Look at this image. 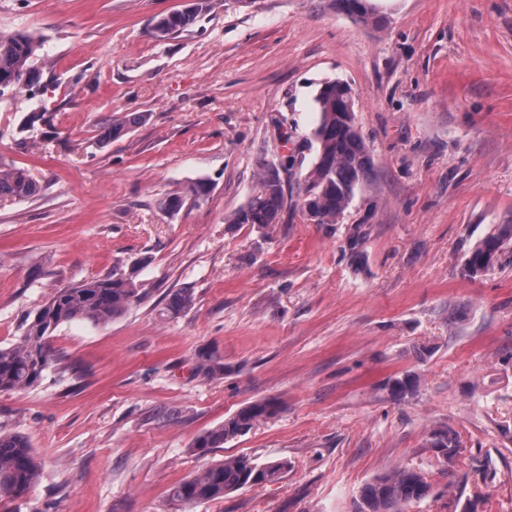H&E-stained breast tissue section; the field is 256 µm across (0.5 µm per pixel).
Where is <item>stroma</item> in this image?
I'll return each instance as SVG.
<instances>
[{"mask_svg":"<svg viewBox=\"0 0 512 512\" xmlns=\"http://www.w3.org/2000/svg\"><path fill=\"white\" fill-rule=\"evenodd\" d=\"M363 24L327 0H0V32L40 34L46 92L0 96V160L36 197L0 198V346L56 289L134 272L142 299L112 321L59 325L41 383L0 392V434L31 440L42 475L0 512H174L173 485L210 461L284 460L274 483L195 512H354L360 488L423 469L407 512H512V247L469 279V252L512 222V0H372ZM194 10L156 41L149 20ZM355 92L374 165L338 223L285 210L268 231L229 225L261 160L303 142L328 80ZM46 108L50 126L22 131ZM147 113L105 147L109 119ZM205 183L176 215L166 195ZM370 227L364 267L345 253ZM194 296L166 317L170 293ZM211 351L223 374L196 370ZM419 375L415 397L388 384ZM281 412L198 455L243 405ZM446 428L453 468L429 447ZM432 448H441L443 463L450 469L454 466L456 457L460 453V441L458 438L441 428L430 432Z\"/></svg>","mask_w":512,"mask_h":512,"instance_id":"stroma-1","label":"stroma"}]
</instances>
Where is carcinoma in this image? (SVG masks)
<instances>
[{"instance_id": "obj_1", "label": "carcinoma", "mask_w": 512, "mask_h": 512, "mask_svg": "<svg viewBox=\"0 0 512 512\" xmlns=\"http://www.w3.org/2000/svg\"><path fill=\"white\" fill-rule=\"evenodd\" d=\"M197 18L194 11H172L154 18L149 27L152 38L164 41L187 30ZM42 40L27 31L0 33V95L5 91L34 92L41 87L42 68L38 66ZM346 97L328 81L319 89L315 102L319 119L312 139L315 159L304 179L302 192L314 199L317 223L336 224L351 203L355 189L369 178L372 161L355 125V113L346 108ZM146 119L143 112L113 119L102 127L99 144L106 146L129 127ZM40 185L27 169L0 162V198L25 200L35 197ZM187 197L173 193L161 201V208L174 216ZM288 207L281 168L268 161L260 164L256 185L244 206L233 213L228 223L258 225L268 229L280 220ZM369 235V225L355 224L347 238L352 262H364L362 246ZM512 244V224H500L481 240L466 258L462 275L476 279L494 269V263ZM141 299L132 275L113 271L103 277L83 281L57 290L37 311L19 341L0 346V392H18L37 386L56 362L49 341L52 332L65 322L105 324L122 315ZM193 306V295L181 290L172 295L165 307L176 317ZM204 376L224 372V363L212 353L198 355ZM419 379L413 373L392 380L391 395L404 400L417 392ZM282 407L273 398L259 399L242 407L224 422L199 435L193 447L202 455L213 448L250 433L258 424L275 417ZM431 446L441 449L444 465L453 467L460 453V441L451 432L438 428L430 432ZM41 463L22 435L0 434V495L19 498L39 480ZM288 470V462L278 460L259 464L248 455L218 460L186 477L170 490V500L178 512H193L202 503L218 501L249 486L273 483ZM432 484L426 473L401 467L364 484L356 498L355 512H407V508L428 498Z\"/></svg>"}]
</instances>
